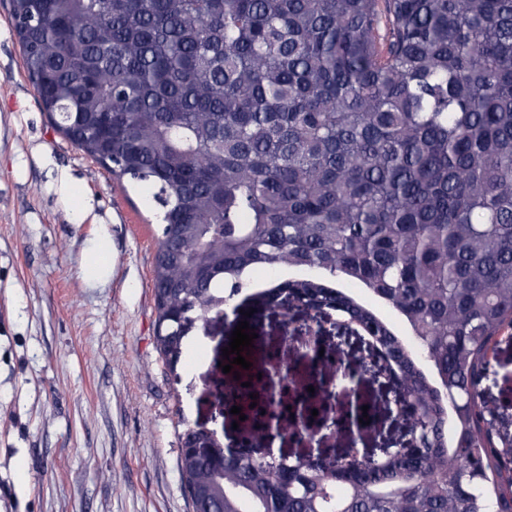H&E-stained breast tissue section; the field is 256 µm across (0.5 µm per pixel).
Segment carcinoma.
Segmentation results:
<instances>
[{
    "mask_svg": "<svg viewBox=\"0 0 512 512\" xmlns=\"http://www.w3.org/2000/svg\"><path fill=\"white\" fill-rule=\"evenodd\" d=\"M55 128L150 190L157 349L254 267V298L334 310L425 405L421 447L350 467L180 453L212 512H512V438L481 398L512 334V0H10ZM370 289L397 336L331 285ZM442 388L427 378L422 363ZM333 283H335L336 288H341L358 302L378 313L391 325L397 335L404 337H408L410 335L409 326L405 319L392 308L380 301L368 288H365L362 284L345 279L336 278V281H333Z\"/></svg>",
    "mask_w": 512,
    "mask_h": 512,
    "instance_id": "cac0c4a2",
    "label": "carcinoma"
}]
</instances>
